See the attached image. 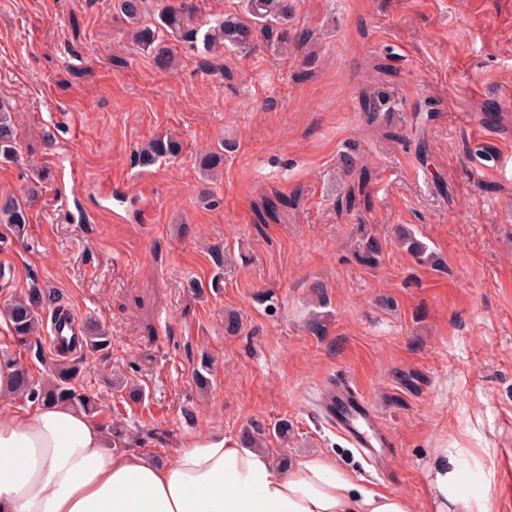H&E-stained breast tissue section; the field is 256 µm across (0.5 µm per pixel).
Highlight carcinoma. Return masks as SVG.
Returning a JSON list of instances; mask_svg holds the SVG:
<instances>
[{"label": "carcinoma", "mask_w": 512, "mask_h": 512, "mask_svg": "<svg viewBox=\"0 0 512 512\" xmlns=\"http://www.w3.org/2000/svg\"><path fill=\"white\" fill-rule=\"evenodd\" d=\"M115 8L132 27L134 41L151 53L156 65L164 70L171 68L172 52L168 42L172 39L189 43L190 48L204 56L216 55L229 48L250 51L258 45L277 55L288 54L291 43L304 40V36L292 33L291 23L297 8V0H242V10L215 16L200 24L193 18L185 5L168 4L157 14L150 25L140 24L143 0H115ZM18 131L14 123L13 107L0 98V156L11 158L17 151ZM224 146L220 142L199 157V170L204 177L214 179L224 169ZM182 152V143L173 135L159 134L147 141L138 151V162L150 167L160 161L173 160ZM0 223L7 225L16 234H21L29 223L25 206L11 197H0ZM401 246L420 262L433 255L427 245L416 237L413 230L401 226L397 229ZM382 247L375 237H366L358 245L356 258L359 264L375 267L379 264ZM211 262L217 273L210 282L213 289L220 288L223 281L226 256L224 250L211 251ZM52 311L58 315L68 311V305L61 293L40 286L32 279L28 288L14 295L0 306V317L9 326L17 342L26 347L30 358L43 363L45 352L40 336L42 313ZM112 336L99 325L84 322V336L74 340L58 354V358L45 369V375L34 380L28 370H20L15 393L32 402H61L88 415L100 412L95 398L79 386L83 363L87 354L108 351ZM212 359L202 355L199 366L194 370L197 386L205 389L210 385ZM117 390L125 394L127 402L139 404L144 400L143 390L136 384L121 379ZM241 443L249 448L264 447V431L246 428L240 436Z\"/></svg>", "instance_id": "carcinoma-1"}]
</instances>
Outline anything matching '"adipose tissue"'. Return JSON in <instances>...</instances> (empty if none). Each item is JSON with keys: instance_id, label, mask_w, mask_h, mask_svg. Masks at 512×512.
<instances>
[{"instance_id": "obj_1", "label": "adipose tissue", "mask_w": 512, "mask_h": 512, "mask_svg": "<svg viewBox=\"0 0 512 512\" xmlns=\"http://www.w3.org/2000/svg\"><path fill=\"white\" fill-rule=\"evenodd\" d=\"M462 449L428 465L429 512H489L494 473L464 485ZM0 512H413L390 490L361 486L334 456L312 452L276 466L264 448L220 435L191 440L163 465L116 452L108 424L65 404L0 410Z\"/></svg>"}]
</instances>
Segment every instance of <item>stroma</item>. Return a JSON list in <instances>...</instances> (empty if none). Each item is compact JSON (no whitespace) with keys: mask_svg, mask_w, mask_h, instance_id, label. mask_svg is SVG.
Here are the masks:
<instances>
[{"mask_svg":"<svg viewBox=\"0 0 512 512\" xmlns=\"http://www.w3.org/2000/svg\"><path fill=\"white\" fill-rule=\"evenodd\" d=\"M504 0L474 12L453 0H298L303 52L225 50L203 58L172 42L173 69L128 39L114 0H0V97L16 102L19 157L0 161V195L29 205L23 237L0 224V301L31 280L63 293L79 319L112 335L86 359L84 386L104 420H122L169 462L192 438L273 429L275 458L326 451L369 489L427 512L438 448L465 459L467 487L494 467L490 512L512 499V37ZM382 91L391 124L359 99ZM171 131L181 155L144 168L136 151ZM228 142L204 181L200 152ZM426 160H419L418 142ZM370 173L368 205L345 193L340 156ZM447 184L440 194L439 184ZM121 221H114V214ZM192 233L182 236L181 225ZM433 252L420 263L396 225ZM381 264L359 266L364 233ZM229 254L219 290L211 247ZM239 330H224L226 315ZM322 320L314 335L311 320ZM213 360L196 387L194 359ZM146 391L128 406L113 371ZM357 386L393 438L388 479L372 477L318 401Z\"/></svg>","mask_w":512,"mask_h":512,"instance_id":"35a3bbf8","label":"stroma"}]
</instances>
